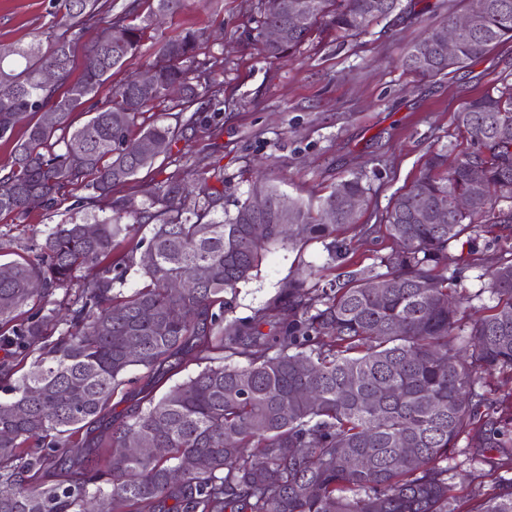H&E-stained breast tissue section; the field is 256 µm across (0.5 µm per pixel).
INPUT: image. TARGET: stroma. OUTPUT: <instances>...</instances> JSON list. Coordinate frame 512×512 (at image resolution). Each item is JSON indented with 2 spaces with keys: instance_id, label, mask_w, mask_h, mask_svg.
Wrapping results in <instances>:
<instances>
[{
  "instance_id": "obj_1",
  "label": "stroma",
  "mask_w": 512,
  "mask_h": 512,
  "mask_svg": "<svg viewBox=\"0 0 512 512\" xmlns=\"http://www.w3.org/2000/svg\"><path fill=\"white\" fill-rule=\"evenodd\" d=\"M402 5L403 13L375 22L361 35L316 40L300 53L270 61L254 40L258 0H187L180 14L148 30L139 53L100 87L96 99L109 102L114 83L143 70L154 58L160 35L204 28L209 38L198 46L196 58L212 68L221 112L117 187L114 197L126 198L135 210L165 182L220 173L224 207L230 210L247 198L261 174L290 197L315 205L335 182L355 174L367 199L357 222L341 228L338 236L350 245L345 260L350 269L370 267L393 247L381 226L392 196L416 179L428 150L449 147L453 162L468 149L457 124L459 110L512 70V44L507 43L448 75L414 77L402 68V57L430 30L445 25L449 14L465 13L471 0H403ZM51 10V0H0V44L46 39ZM87 193L77 185L54 211L33 206L20 216H1L0 261L20 259L55 225L85 219L77 202ZM490 247L512 252V237L491 246L477 240L468 269L455 283L458 292L469 296L486 288L483 260ZM306 269L327 280L338 273L323 242L271 245L252 279L227 294L225 317L250 319ZM143 373L140 367L130 369L128 384L113 397L96 435L109 436L113 425L140 404ZM498 475L512 478V465L503 464L493 475L488 466L461 455L448 461V482L468 502L491 493Z\"/></svg>"
}]
</instances>
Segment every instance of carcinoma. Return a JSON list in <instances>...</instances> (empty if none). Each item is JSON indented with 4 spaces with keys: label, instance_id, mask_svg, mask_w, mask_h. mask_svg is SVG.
Listing matches in <instances>:
<instances>
[{
    "label": "carcinoma",
    "instance_id": "1",
    "mask_svg": "<svg viewBox=\"0 0 512 512\" xmlns=\"http://www.w3.org/2000/svg\"><path fill=\"white\" fill-rule=\"evenodd\" d=\"M149 14L141 17V2ZM307 27L286 44L265 42L266 25L288 23L273 4L253 18L255 41L279 59L317 32L357 36L394 13L400 0H299ZM185 0H124L102 11L99 0H53L57 33L51 42L0 44V141L13 143L0 165V215L22 214L37 193L47 207L83 184L93 212L101 200L151 167L138 153L149 139L168 151L197 122L155 120L132 137L145 108L178 102L185 111L211 91L207 63L196 60L206 37L189 29L158 41L154 84L130 75L113 88L112 101L93 103L98 88L141 47L155 18L180 13ZM99 30L85 52L101 58L99 70L71 79L82 33ZM438 30L415 43L402 67L421 79L448 73ZM512 41V0H488L479 29L459 51L458 65ZM57 69L47 87L42 72ZM90 117L75 124V116ZM457 123L472 150L448 166V150L428 154L422 171L397 194L383 218L391 253L361 275L336 285L307 286L309 272L288 282L279 297L246 322L224 320V293L257 270L268 247L286 239L327 242L331 261L349 248L336 242L344 197H365L361 177L346 176L317 208L273 184L261 189L266 209L251 198L224 210V190L205 178L157 188L133 224L125 204L93 223L58 224L33 258L0 264V337L12 361L0 364L11 398L0 402V512H512V480L497 478L495 492L470 509L448 484V458L461 439L471 460L497 469L493 454L512 460V400L494 398L484 376L512 370V253L487 261V291L495 304L464 323L456 291L448 287L450 245L488 224L496 238L512 234V73L501 86L465 104ZM22 134H16L18 127ZM486 165V190L467 212L451 209L452 195L468 183L473 164ZM448 211V223L421 222L419 206ZM288 212L283 236L278 218ZM144 224L151 237L135 240ZM120 237L130 247L114 252ZM154 259L144 262L141 250ZM99 267L76 292L82 267ZM139 268L143 285L125 294L128 273ZM203 268L190 288L170 283ZM38 282L34 290L30 284ZM382 289L384 298L373 297ZM65 299H53L56 291ZM152 312V318L143 312ZM66 329L51 339L50 325ZM263 325L270 331L260 330ZM194 350L208 362L156 396L166 363ZM132 366L147 370L139 393L145 406L130 411L109 436L104 460L83 455L99 442L79 438L109 412L115 391ZM22 374H17V371ZM140 440L157 455L130 456ZM407 448L414 457H404ZM360 456V469L347 456ZM206 468L171 472L190 457ZM78 477H62L65 468Z\"/></svg>",
    "mask_w": 512,
    "mask_h": 512
}]
</instances>
